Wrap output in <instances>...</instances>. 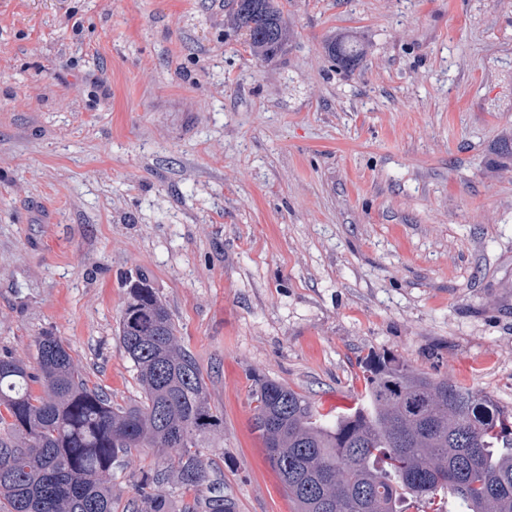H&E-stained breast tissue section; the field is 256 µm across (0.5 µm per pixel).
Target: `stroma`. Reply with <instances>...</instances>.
I'll return each mask as SVG.
<instances>
[{
    "instance_id": "35a3bbf8",
    "label": "stroma",
    "mask_w": 512,
    "mask_h": 512,
    "mask_svg": "<svg viewBox=\"0 0 512 512\" xmlns=\"http://www.w3.org/2000/svg\"><path fill=\"white\" fill-rule=\"evenodd\" d=\"M266 64L233 0H0V353L53 332L113 404L146 276L220 428L236 512H293L254 376L332 415L385 354L512 413V0H281ZM367 48L344 68L335 37ZM112 468L127 512L141 473Z\"/></svg>"
}]
</instances>
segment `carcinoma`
Returning <instances> with one entry per match:
<instances>
[{"label":"carcinoma","instance_id":"cac0c4a2","mask_svg":"<svg viewBox=\"0 0 512 512\" xmlns=\"http://www.w3.org/2000/svg\"><path fill=\"white\" fill-rule=\"evenodd\" d=\"M234 24L256 59L285 50L279 0H234ZM346 66L364 48L331 41ZM118 337L144 398L116 406L91 388L68 347L37 339L38 370L0 355V499L6 512H114L112 465L144 447L174 452L178 482L208 481L199 437L220 427L199 366L180 344L167 305L144 281L130 284ZM364 389L330 419L289 386L255 379L251 428L296 512H512V415L491 397L374 354ZM39 383L42 394L32 393ZM166 473L143 476L131 512H167ZM181 512H235L217 488Z\"/></svg>","mask_w":512,"mask_h":512}]
</instances>
